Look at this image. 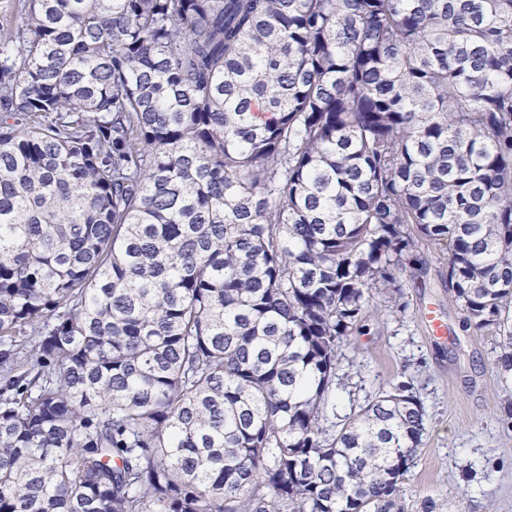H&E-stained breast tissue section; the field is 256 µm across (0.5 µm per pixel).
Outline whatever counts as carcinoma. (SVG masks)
<instances>
[{"label": "carcinoma", "instance_id": "cac0c4a2", "mask_svg": "<svg viewBox=\"0 0 512 512\" xmlns=\"http://www.w3.org/2000/svg\"><path fill=\"white\" fill-rule=\"evenodd\" d=\"M426 249L512 375V0H3L0 512H402Z\"/></svg>", "mask_w": 512, "mask_h": 512}]
</instances>
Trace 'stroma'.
Segmentation results:
<instances>
[{
	"label": "stroma",
	"instance_id": "stroma-1",
	"mask_svg": "<svg viewBox=\"0 0 512 512\" xmlns=\"http://www.w3.org/2000/svg\"><path fill=\"white\" fill-rule=\"evenodd\" d=\"M428 258L415 286L405 289V324L372 322L339 350L345 385L339 414L389 381L413 383L428 418L416 463L403 483L404 512H512V428L504 424L505 386L491 335L459 330L461 313ZM436 310L455 340L432 336L423 318Z\"/></svg>",
	"mask_w": 512,
	"mask_h": 512
}]
</instances>
